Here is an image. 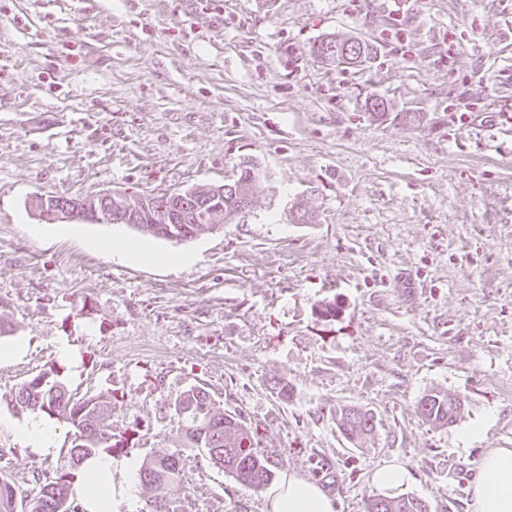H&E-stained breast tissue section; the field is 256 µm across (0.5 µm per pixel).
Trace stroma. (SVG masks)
Instances as JSON below:
<instances>
[{"label":"stroma","mask_w":512,"mask_h":512,"mask_svg":"<svg viewBox=\"0 0 512 512\" xmlns=\"http://www.w3.org/2000/svg\"><path fill=\"white\" fill-rule=\"evenodd\" d=\"M329 34L372 59L315 58ZM509 110L512 0H0V348L22 346L0 361V474L29 494L62 465L71 428L39 455L11 403L54 366L111 399L137 463L182 447L174 403L198 386L338 512H366L390 461L402 495L469 512L485 449L512 448ZM247 160L250 206L180 243L28 210L220 185ZM432 390L463 399L455 423L422 419ZM354 406L376 427L351 442ZM184 481L185 512H264L204 455ZM410 480L408 470L401 464L391 462L376 468L372 482L381 488L395 489L406 485Z\"/></svg>","instance_id":"35a3bbf8"}]
</instances>
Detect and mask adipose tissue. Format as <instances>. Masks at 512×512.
Here are the masks:
<instances>
[{
	"mask_svg": "<svg viewBox=\"0 0 512 512\" xmlns=\"http://www.w3.org/2000/svg\"><path fill=\"white\" fill-rule=\"evenodd\" d=\"M136 469L129 458L86 460L75 485L85 512H138ZM264 499L265 512H336L332 495L293 472L268 488ZM470 512H512V448L486 449L470 485Z\"/></svg>",
	"mask_w": 512,
	"mask_h": 512,
	"instance_id": "1",
	"label": "adipose tissue"
}]
</instances>
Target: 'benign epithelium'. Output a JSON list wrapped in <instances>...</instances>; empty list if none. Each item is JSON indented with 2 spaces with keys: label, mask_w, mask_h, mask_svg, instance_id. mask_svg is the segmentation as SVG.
<instances>
[{
  "label": "benign epithelium",
  "mask_w": 512,
  "mask_h": 512,
  "mask_svg": "<svg viewBox=\"0 0 512 512\" xmlns=\"http://www.w3.org/2000/svg\"><path fill=\"white\" fill-rule=\"evenodd\" d=\"M199 200V189L191 188L171 199L173 207L159 210L153 217L155 224H192L181 204ZM153 201L144 196H129L125 192L107 190L91 197L49 195L32 198L28 207L31 215L40 222L56 224L67 221L99 223L108 220L113 224L144 223L145 213Z\"/></svg>",
  "instance_id": "obj_1"
}]
</instances>
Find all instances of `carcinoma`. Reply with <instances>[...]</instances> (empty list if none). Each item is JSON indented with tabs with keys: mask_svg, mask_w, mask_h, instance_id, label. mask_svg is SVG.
I'll return each mask as SVG.
<instances>
[{
	"mask_svg": "<svg viewBox=\"0 0 512 512\" xmlns=\"http://www.w3.org/2000/svg\"><path fill=\"white\" fill-rule=\"evenodd\" d=\"M348 49L351 63L368 59L373 48L362 40L324 37L312 45L314 55L329 63L336 62L341 50ZM259 177L257 167L242 162L231 184L235 189L224 192L216 204L224 207V216L238 212V192L250 193ZM135 228L176 242L193 239L213 232L216 224H137ZM59 371L51 369L24 384L16 393L15 407L40 409L51 417L69 425L74 439L67 449L66 464L56 476L38 481L39 491L32 498L30 512H75L73 497L74 469L95 455L110 454L124 447L123 441L112 432V402L99 395L81 398L70 395L65 386L55 379ZM462 401L439 391L423 395L418 404L422 418L432 424L448 425L455 422L461 411ZM176 408L184 422L187 448L203 450L209 459L224 471L232 474L242 485L259 491L270 485L279 467L273 456L259 448L256 431L237 415L224 412L210 397L207 390L192 387L176 401ZM340 431L350 441L374 430V415L358 408L341 413ZM184 458L183 450L146 460L142 465L140 481L156 495L149 503V512H183ZM15 485L7 478H0V512H17ZM366 512H428L426 502L409 496H376L367 502Z\"/></svg>",
	"mask_w": 512,
	"mask_h": 512,
	"instance_id": "1",
	"label": "carcinoma"
}]
</instances>
